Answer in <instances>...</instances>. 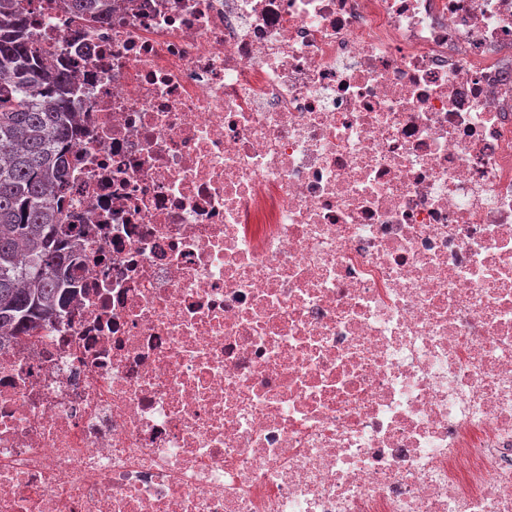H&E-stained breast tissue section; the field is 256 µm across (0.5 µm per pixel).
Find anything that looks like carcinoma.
Listing matches in <instances>:
<instances>
[{"mask_svg": "<svg viewBox=\"0 0 512 512\" xmlns=\"http://www.w3.org/2000/svg\"><path fill=\"white\" fill-rule=\"evenodd\" d=\"M98 14L95 0H61ZM26 13L0 0V338L27 336L68 304L76 284L72 242L55 191L79 133L71 74L27 35Z\"/></svg>", "mask_w": 512, "mask_h": 512, "instance_id": "1", "label": "carcinoma"}]
</instances>
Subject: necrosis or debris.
<instances>
[{"label": "necrosis or debris", "mask_w": 512, "mask_h": 512, "mask_svg": "<svg viewBox=\"0 0 512 512\" xmlns=\"http://www.w3.org/2000/svg\"><path fill=\"white\" fill-rule=\"evenodd\" d=\"M107 2L0 512H512V0Z\"/></svg>", "instance_id": "1"}]
</instances>
